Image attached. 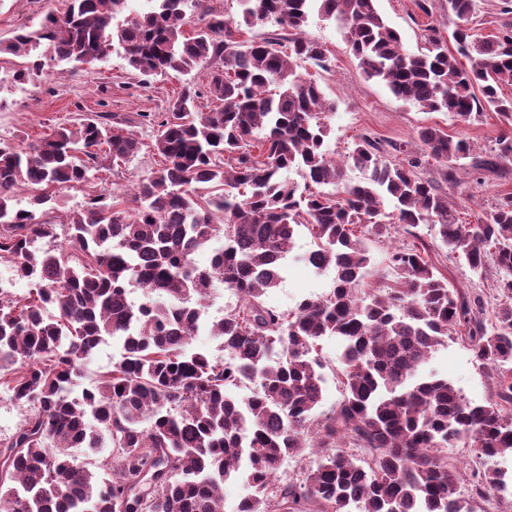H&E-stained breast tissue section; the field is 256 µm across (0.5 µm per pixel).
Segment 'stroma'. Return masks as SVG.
<instances>
[{
    "label": "stroma",
    "instance_id": "obj_1",
    "mask_svg": "<svg viewBox=\"0 0 512 512\" xmlns=\"http://www.w3.org/2000/svg\"><path fill=\"white\" fill-rule=\"evenodd\" d=\"M432 16H424L414 0H378L377 7L389 25L397 29L405 48L419 52L425 45L424 28L428 19H442L444 0H431ZM68 0H0V40L11 38L19 29L35 28L47 12L63 13ZM306 31L329 51L331 67L321 70L302 62L298 70L313 75L328 102L336 110L330 116L331 132L327 144L334 157L341 158L352 149L357 137L371 136L384 141L413 142L419 127L437 125L451 133H459L476 145L477 152L488 151L504 126L490 111L472 125H456L444 112H424L396 99L384 86L365 80L350 54L342 34L329 22L312 17ZM192 89L201 111L214 109L210 98L205 70L186 75L151 78L132 70L118 54L89 64L72 66L46 61L42 70L31 75L21 85L0 89V139L32 141L60 125L109 112L118 117L133 119L140 112H164L184 89ZM133 130L143 148L126 165L102 170L97 185L117 196L128 195L159 163L149 144L154 135L151 127L136 124ZM469 160L457 167L459 186L449 188L448 196L457 202L461 218L476 222L478 216L501 195L512 193V162L504 173L483 172L481 187H474L478 176ZM428 243L430 257L440 276L450 286L481 297L486 307H493L497 291L492 276L472 273L464 258L450 254L447 247L434 240L427 226H420L416 235L397 231L370 235L369 242L375 257L374 270L364 279L363 291L386 287L390 278L385 273L388 251L406 246L414 238ZM311 245L308 232H301L288 257L284 280L268 293V305L283 311L293 310L304 297H316L333 285L332 273L315 274L301 260ZM430 369L448 377L470 401L482 404L497 398V373L480 366L467 345L461 340H448L429 363Z\"/></svg>",
    "mask_w": 512,
    "mask_h": 512
}]
</instances>
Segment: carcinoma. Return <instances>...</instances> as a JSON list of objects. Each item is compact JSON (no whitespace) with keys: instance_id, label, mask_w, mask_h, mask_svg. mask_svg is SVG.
I'll return each mask as SVG.
<instances>
[{"instance_id":"carcinoma-1","label":"carcinoma","mask_w":512,"mask_h":512,"mask_svg":"<svg viewBox=\"0 0 512 512\" xmlns=\"http://www.w3.org/2000/svg\"><path fill=\"white\" fill-rule=\"evenodd\" d=\"M151 2L128 14V0H71L63 15L0 42V54L31 58L13 85L46 51L67 63L117 52L146 76L206 68L221 102L200 112L187 88L168 111L137 113L157 127L163 165L138 183L133 206L103 189L61 225L56 192L133 160L140 140L109 112L35 142L0 140V267L30 285L24 299L0 288V378L29 409L0 441V512H224L229 479L248 490L236 512H473L475 495L512 497V474L499 467L512 454V195L471 224L442 190L457 184L461 159L476 170L512 161V132L476 155L470 139L422 126L411 148L360 137L338 161L325 149L333 106L296 69L299 60L328 67L327 49L305 31L316 12L343 31L361 74L398 99L460 125L490 110L512 126V97L499 95L512 85V0H500L506 19L492 35L468 26L475 0H447L448 38L430 28L420 54L405 49L377 0H241L237 22L204 0ZM190 7L202 25L187 36ZM259 23L288 36L239 40ZM348 166L362 180L345 182ZM291 170L304 185L283 176ZM20 189L26 208L14 204ZM391 224L409 235L425 224L473 273L494 269L493 320L484 321L481 298L437 274L423 242L388 253L392 286L359 294L373 256L357 228L380 235ZM59 227L65 245L40 247ZM304 228L312 248L302 259L333 270V287L280 312L264 296ZM214 240L221 245L201 269L192 255ZM218 281L238 297L209 328L224 345L220 360L192 348ZM131 287L147 301L132 302ZM459 333L497 372L498 400L475 405L426 370ZM106 336L121 359L74 394ZM328 337L341 348L343 397L322 411ZM242 386L251 394L240 400L233 389ZM106 443L110 454L92 461ZM460 444L484 462L468 496L448 466ZM64 448L84 449L85 459ZM305 454L315 466L280 482L284 461Z\"/></svg>"}]
</instances>
